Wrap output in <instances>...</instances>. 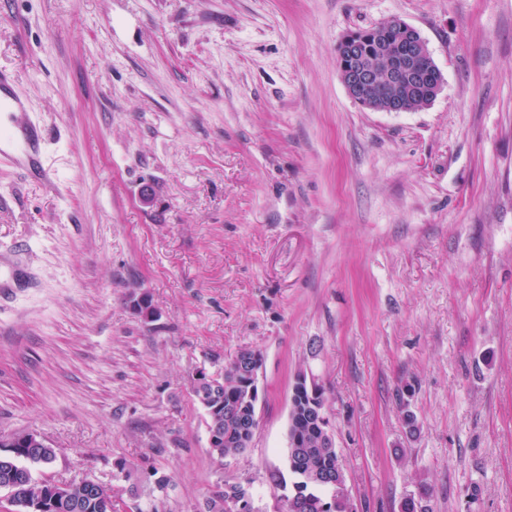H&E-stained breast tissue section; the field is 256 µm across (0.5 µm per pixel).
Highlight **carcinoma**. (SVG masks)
Segmentation results:
<instances>
[{
  "instance_id": "1",
  "label": "carcinoma",
  "mask_w": 512,
  "mask_h": 512,
  "mask_svg": "<svg viewBox=\"0 0 512 512\" xmlns=\"http://www.w3.org/2000/svg\"><path fill=\"white\" fill-rule=\"evenodd\" d=\"M403 36L400 28L386 23L369 29L347 34L357 45L360 57L378 64L376 54L383 45L397 46ZM433 77L422 81L418 92L420 100L408 101V88L401 83L379 81L362 92V99L375 102L390 98L407 101V108L416 111L425 102L436 98L437 85L443 82L439 68L432 70ZM260 352L243 349L224 365L221 385L212 390L210 400L201 405L205 420H211V411L220 415L223 435L217 445H210L212 458L224 460L243 453L258 426L257 398L252 388L251 363ZM290 397L289 446L284 460V470L275 474L276 486L286 491L281 496L280 512H353V504L345 481H336L338 452L327 448L323 436L330 431L329 419L322 415L327 401V390L318 382H310L300 372ZM56 457V450L44 448L32 454L26 448H18L11 458L0 459V489L9 491L19 506V512H27V506L38 505L51 499V484L33 477L32 467H48ZM252 478L234 476L216 484L204 502L205 512H260L251 492ZM108 490L89 494L76 486L71 499L78 508L69 512H106L105 497Z\"/></svg>"
}]
</instances>
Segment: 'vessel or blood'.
I'll return each mask as SVG.
<instances>
[{"label":"vessel or blood","instance_id":"1","mask_svg":"<svg viewBox=\"0 0 512 512\" xmlns=\"http://www.w3.org/2000/svg\"><path fill=\"white\" fill-rule=\"evenodd\" d=\"M29 105L13 78L0 71V162L14 168L40 167L42 133L27 119Z\"/></svg>","mask_w":512,"mask_h":512}]
</instances>
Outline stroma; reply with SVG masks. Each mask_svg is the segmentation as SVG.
Masks as SVG:
<instances>
[{"label":"stroma","mask_w":512,"mask_h":512,"mask_svg":"<svg viewBox=\"0 0 512 512\" xmlns=\"http://www.w3.org/2000/svg\"><path fill=\"white\" fill-rule=\"evenodd\" d=\"M393 17L444 78L416 112L337 67ZM0 67L53 173L0 170L31 276L0 299V438L55 448L34 477L199 512L245 474L275 512L303 372L357 512H512V0H0ZM245 348L258 427L220 464L191 385Z\"/></svg>","instance_id":"obj_1"}]
</instances>
